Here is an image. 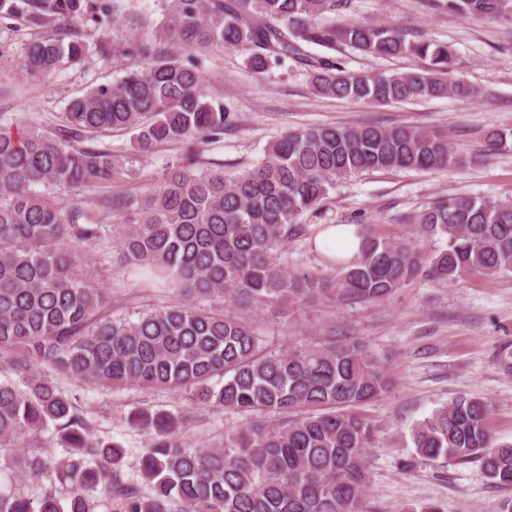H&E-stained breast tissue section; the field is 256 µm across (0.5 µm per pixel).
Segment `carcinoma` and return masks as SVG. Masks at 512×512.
<instances>
[{"label":"carcinoma","mask_w":512,"mask_h":512,"mask_svg":"<svg viewBox=\"0 0 512 512\" xmlns=\"http://www.w3.org/2000/svg\"><path fill=\"white\" fill-rule=\"evenodd\" d=\"M122 0H0V20L36 30L26 65L50 76L87 52L70 25L86 17L112 24ZM345 0H166L156 44L134 43L141 59L119 80L93 87L66 106L52 132L0 126V447L25 433L52 429L65 456H27L23 480L41 486L0 490V512H96L98 494L120 512H365L367 448L373 429L357 409L387 392L390 381L364 344H294L268 349L253 322L222 299L256 309L297 303L382 301L425 276L448 283L468 275L512 273V202L471 196L438 199L413 217L415 238L435 245L429 262L412 245L359 224L356 254L322 251L331 272L291 273L278 255L307 233L300 216L324 205L336 183L372 171L446 169L460 161L448 137L403 127L311 126L282 134L263 158L235 177L224 166L199 169L198 145L217 141L236 114L208 100L196 62L183 51L243 48L261 75L290 60L307 67L321 96L388 105L447 94L476 97L454 79L456 57L444 43L411 41L394 26L338 27L318 21ZM473 18L512 21V0H446ZM349 45L385 58L413 55L415 71L347 70L334 55L307 47ZM126 131L143 155L178 143L185 152L160 186L131 208L107 201L121 258L178 290L184 301L136 319L101 314L102 289L78 269L67 240L97 239L98 224H76L62 202L34 187L109 184L132 171L91 133ZM494 149L512 132L492 129ZM102 387L181 391L224 414L253 418L217 448H194L176 416L149 407L130 423L148 433L138 469H124L127 449L89 433L82 408L40 366ZM490 404L460 393L415 424L412 447L427 462L480 461L494 484L512 487V443L488 425Z\"/></svg>","instance_id":"obj_1"}]
</instances>
